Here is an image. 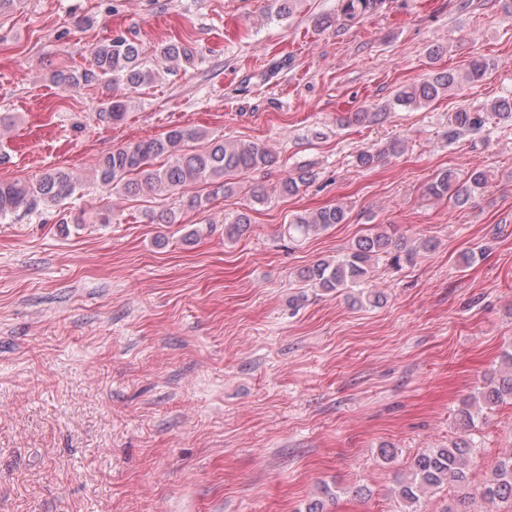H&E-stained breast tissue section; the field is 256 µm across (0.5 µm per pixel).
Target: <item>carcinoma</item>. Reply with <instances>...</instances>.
Instances as JSON below:
<instances>
[{"label":"carcinoma","mask_w":512,"mask_h":512,"mask_svg":"<svg viewBox=\"0 0 512 512\" xmlns=\"http://www.w3.org/2000/svg\"><path fill=\"white\" fill-rule=\"evenodd\" d=\"M378 2L380 0H342L341 14L344 20L353 21L372 12ZM158 59L191 64L195 56L191 48L177 42L162 44L150 55L141 44L123 34H114L94 48L89 66L56 74L53 79L73 88L120 84L137 88L153 82L159 75L154 65ZM489 69L490 63L485 58L474 57L461 75L451 70L440 71L423 82L399 89L393 106L422 107L464 82L482 80ZM126 108L125 101L113 99L97 112V119L102 123L119 122L124 119ZM492 122L512 126V98L497 100L486 107H459L448 118L444 137L452 143L466 134L484 132ZM402 149L403 141L393 139L375 150L360 151L356 161L359 166L368 167ZM276 163L277 157L262 145L213 138L206 130L195 126H177L157 137L128 143L99 157L93 171L101 188L128 197L144 192L172 195L188 187H201L207 191V196L214 197L234 193L238 176ZM314 179L313 171L302 166L297 175L290 174L283 180L281 191L295 194ZM489 181V174L482 170L463 178L451 170H443L433 177L426 191L434 198L449 199L463 208L486 189ZM78 187L77 179L62 168H49L32 180H0V218L63 206L78 192ZM346 219L345 207L330 205L293 215L286 232L288 238L295 241L344 224ZM250 224V216L241 212L224 223V237H239L250 229ZM382 256L389 257L391 265L398 267L401 260H412L413 250L394 248L389 236L372 233L357 239L346 253L303 270L300 279L324 291L358 287L360 292L352 297L353 302L375 307L383 301V296L367 284L372 278L374 260ZM505 360L506 366L499 377L487 382L479 391V407L491 409L512 402V353L506 354ZM457 417L468 436L453 441L446 448H431L419 454L406 477L399 482L398 496L405 504L404 512H419L417 504L431 490L469 483L476 451L471 435L477 427L478 412L474 411L473 403L466 401L458 409ZM472 499L512 502V449L498 457L491 477L477 488Z\"/></svg>","instance_id":"1"}]
</instances>
